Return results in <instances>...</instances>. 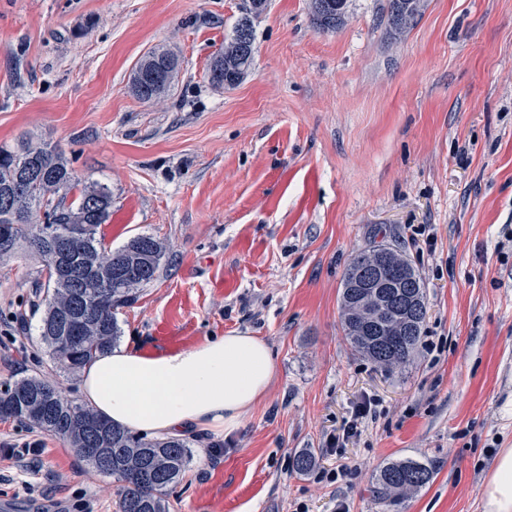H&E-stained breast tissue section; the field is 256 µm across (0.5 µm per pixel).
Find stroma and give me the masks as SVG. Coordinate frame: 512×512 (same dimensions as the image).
I'll return each mask as SVG.
<instances>
[{"instance_id": "obj_1", "label": "stroma", "mask_w": 512, "mask_h": 512, "mask_svg": "<svg viewBox=\"0 0 512 512\" xmlns=\"http://www.w3.org/2000/svg\"><path fill=\"white\" fill-rule=\"evenodd\" d=\"M348 2L324 31L311 0H268L251 70L219 89L207 71L244 0H0V144H57L80 180L107 185L109 246L166 245L117 312L121 341L155 354L163 328L186 349L246 331L273 353L238 427L188 434L170 512H482L512 448V0H421L400 33L387 0ZM154 49L181 68L149 103L129 82ZM381 242L410 257L427 299L416 356L389 371L351 349L340 318L348 263ZM42 269L25 246L0 260V383L51 375L77 401L80 379L40 340ZM304 448L322 461L299 475ZM406 458L436 476L385 508L373 478ZM117 502L115 480L59 438L0 420V512Z\"/></svg>"}]
</instances>
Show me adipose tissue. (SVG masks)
I'll return each mask as SVG.
<instances>
[{"label":"adipose tissue","instance_id":"adipose-tissue-1","mask_svg":"<svg viewBox=\"0 0 512 512\" xmlns=\"http://www.w3.org/2000/svg\"><path fill=\"white\" fill-rule=\"evenodd\" d=\"M276 373L269 345L233 331L174 353L111 348L82 374L84 402L112 424L158 438L187 432L220 437L236 428ZM483 512H512V448L500 449Z\"/></svg>","mask_w":512,"mask_h":512}]
</instances>
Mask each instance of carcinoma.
Returning <instances> with one entry per match:
<instances>
[{
	"mask_svg": "<svg viewBox=\"0 0 512 512\" xmlns=\"http://www.w3.org/2000/svg\"><path fill=\"white\" fill-rule=\"evenodd\" d=\"M336 12L328 17L319 3L312 4L319 26L335 30L344 22L348 0H334ZM420 0H389L388 22L402 29L419 12ZM255 51L254 31H249L241 52L232 51V43L224 46L209 65L212 86L231 87V72L246 73ZM179 59L163 50H151L136 64L131 92L144 102H155L169 91ZM39 166L56 177L60 192L47 194L27 177L26 164ZM78 197L65 203L73 189ZM15 197L12 211L0 210V226L8 227L7 236L0 235V259L15 254L19 245L27 243L42 258L54 250L59 236L73 224H89L90 235L74 241L75 255L81 257L88 276L78 283L46 271L45 310L39 333L51 349L57 367L71 377L79 375L97 354L112 348L120 336L116 311L133 304L140 289L152 282L166 255V245L151 235H138L114 249L99 235L112 207V192L99 183L79 185L62 149L51 143L21 142L15 147L0 145V197ZM94 198L102 207L88 206ZM386 276L371 251L364 249L349 262L343 283ZM403 285L391 288L392 306L400 309L408 297L419 299L420 311L409 319L383 327L357 326L350 289L341 292L342 326L352 347L358 353L386 369L409 363L421 341L422 326L427 315L426 291L412 262H406ZM89 303L93 317L77 334H72L64 316L75 313L79 297ZM0 418L12 419L29 428L38 429L62 440L74 450L77 458L96 472L114 478L118 483L119 512H169L168 492L182 478L190 461L189 442L184 438H149L131 430L114 426L91 407L63 394L54 379L27 376L0 385ZM319 467V458L311 448L296 453L292 470L308 475ZM435 469L417 460H395L384 465L370 492L381 503L391 506L404 496L419 491L433 482Z\"/></svg>",
	"mask_w": 512,
	"mask_h": 512,
	"instance_id": "obj_1",
	"label": "carcinoma"
}]
</instances>
